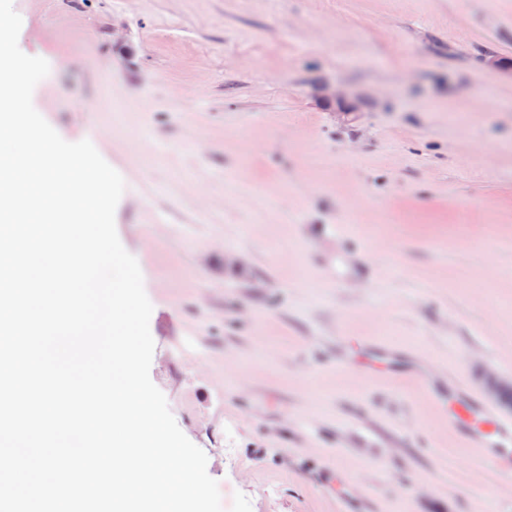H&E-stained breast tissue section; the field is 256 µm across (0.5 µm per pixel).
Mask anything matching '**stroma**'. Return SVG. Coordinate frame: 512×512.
<instances>
[{"instance_id":"35a3bbf8","label":"stroma","mask_w":512,"mask_h":512,"mask_svg":"<svg viewBox=\"0 0 512 512\" xmlns=\"http://www.w3.org/2000/svg\"><path fill=\"white\" fill-rule=\"evenodd\" d=\"M13 7L35 109L125 182L150 376L224 512H512L448 424L512 376V0Z\"/></svg>"}]
</instances>
